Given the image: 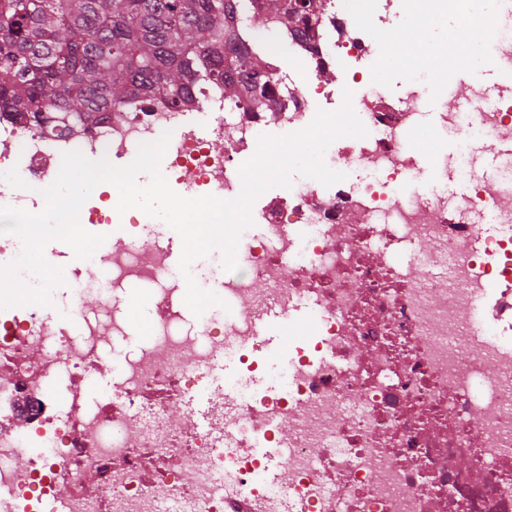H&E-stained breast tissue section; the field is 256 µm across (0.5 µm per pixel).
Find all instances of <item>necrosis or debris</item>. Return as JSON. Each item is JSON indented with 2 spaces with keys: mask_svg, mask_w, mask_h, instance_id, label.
I'll return each mask as SVG.
<instances>
[{
  "mask_svg": "<svg viewBox=\"0 0 512 512\" xmlns=\"http://www.w3.org/2000/svg\"><path fill=\"white\" fill-rule=\"evenodd\" d=\"M324 5L306 31L240 28L239 46L266 58L269 99L198 86L183 107L133 103L70 134L36 126L27 112L0 113V206L41 211L63 153L118 163L171 128L180 134L165 162L182 196L228 200L242 188L237 159L254 155L273 129L309 126L313 102L333 95L320 68L344 63L363 90L356 113L368 135L358 152L372 166L362 180L311 178L266 201L260 232L240 235L248 276L222 283L234 311L226 329L216 308L186 323L182 276L167 245L152 239V217L117 214L107 192L93 189L82 224L120 216L127 237L87 260L66 244L48 254L69 262L63 318L43 306L0 311V512H512V161L491 184L476 169L494 133L512 128V92L490 99L479 82L454 85L469 109L439 113L432 167L441 178L457 170L471 188L424 192L414 182L423 159L407 140L438 89L427 71H412L391 98L377 71L360 65L392 0ZM425 7L433 20L455 13L466 27L481 18L491 33L486 56L512 69V27L493 8L477 16L468 0ZM290 61L306 65L304 78ZM205 105L203 136L192 115ZM450 131L452 155L440 142ZM13 167L26 188L2 180ZM488 215L497 234L482 226ZM401 250L408 263L396 260ZM92 267L105 272L102 316L84 302ZM496 281L506 287L480 339L482 287ZM128 283L150 288V339L113 366L108 393L87 400L107 348L128 334L119 295ZM272 302L289 312L304 304L313 315L312 336L288 350L287 389L225 399L211 383L224 347L235 341L239 363L252 368L263 348L253 324ZM207 385L210 428L201 431L169 405ZM257 436L286 451L279 482L264 479V462L248 451Z\"/></svg>",
  "mask_w": 512,
  "mask_h": 512,
  "instance_id": "necrosis-or-debris-1",
  "label": "necrosis or debris"
}]
</instances>
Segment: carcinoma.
<instances>
[{
	"label": "carcinoma",
	"mask_w": 512,
	"mask_h": 512,
	"mask_svg": "<svg viewBox=\"0 0 512 512\" xmlns=\"http://www.w3.org/2000/svg\"><path fill=\"white\" fill-rule=\"evenodd\" d=\"M251 20L309 28L315 0H264ZM231 0H0V112H57L70 131L94 112L156 96L189 99L194 83L247 85L270 76L258 55L228 58Z\"/></svg>",
	"instance_id": "obj_1"
}]
</instances>
